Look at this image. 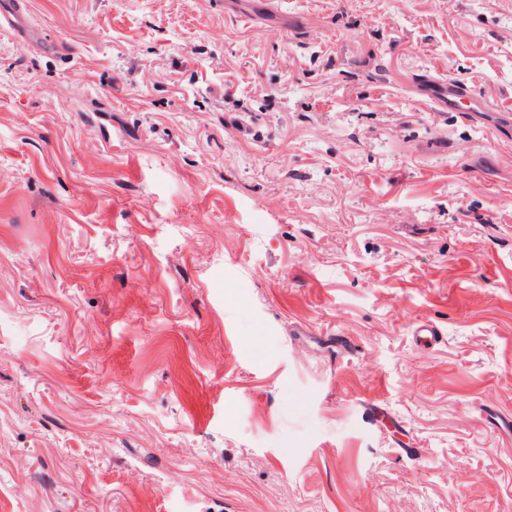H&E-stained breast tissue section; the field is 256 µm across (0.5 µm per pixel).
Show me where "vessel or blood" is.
Listing matches in <instances>:
<instances>
[{"instance_id": "vessel-or-blood-1", "label": "vessel or blood", "mask_w": 512, "mask_h": 512, "mask_svg": "<svg viewBox=\"0 0 512 512\" xmlns=\"http://www.w3.org/2000/svg\"><path fill=\"white\" fill-rule=\"evenodd\" d=\"M416 99L428 103L433 111L455 112L472 124L481 122L498 106L489 98L475 95L468 83L458 79L431 77L412 80Z\"/></svg>"}]
</instances>
